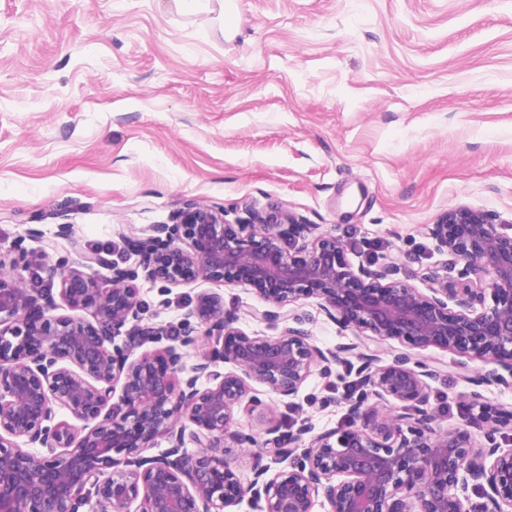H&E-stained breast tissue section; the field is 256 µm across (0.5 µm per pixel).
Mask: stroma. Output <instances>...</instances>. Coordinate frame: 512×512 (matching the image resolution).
<instances>
[{
  "instance_id": "obj_1",
  "label": "stroma",
  "mask_w": 512,
  "mask_h": 512,
  "mask_svg": "<svg viewBox=\"0 0 512 512\" xmlns=\"http://www.w3.org/2000/svg\"><path fill=\"white\" fill-rule=\"evenodd\" d=\"M237 4L0 0V259L69 224L78 251L132 266L139 231L189 206L277 208L339 238L353 266L397 265L424 290L420 272L445 260L429 229L449 209L512 235V0ZM140 288L174 333L203 291L247 334L283 330L250 317L260 300L242 283ZM297 307L320 348L352 341L314 300ZM385 348L437 367L438 425L478 413L456 355ZM350 380L316 371L284 401L256 387L264 415L235 427H336Z\"/></svg>"
}]
</instances>
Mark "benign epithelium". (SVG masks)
Wrapping results in <instances>:
<instances>
[{
    "instance_id": "1",
    "label": "benign epithelium",
    "mask_w": 512,
    "mask_h": 512,
    "mask_svg": "<svg viewBox=\"0 0 512 512\" xmlns=\"http://www.w3.org/2000/svg\"><path fill=\"white\" fill-rule=\"evenodd\" d=\"M228 216L195 206L141 229L133 267L103 251L77 261L60 253L70 224L40 249L20 246L10 263L0 260V512H77L90 491L98 512H232L246 498L258 512H313L320 494L328 512H512V449L496 441L512 415L482 411L437 427L428 410L436 367L381 357L390 340L434 347L461 358L464 378L466 360L479 359L496 365L480 383L512 386V235L480 211L449 210L430 235L457 279L423 272L437 283L425 293L395 279L394 265L354 268L336 236L312 235L316 225L293 213ZM93 266L110 276L87 275ZM24 271L49 288L23 287ZM141 278L243 283L273 306L249 315L286 326L251 336L219 294L204 291L184 307L178 342L165 344L167 328L144 321ZM54 286L72 314L56 313ZM301 299L353 340L316 346L300 328ZM122 332L126 343L113 344ZM204 336L221 347L187 365ZM334 365L356 370L362 388L346 399L345 426L315 434L305 421L286 432L271 424L261 443L233 430L236 413L262 406L252 384L290 399L315 367ZM58 408L80 431L56 420ZM160 436L166 456L143 455ZM246 444L270 462L245 484L227 454Z\"/></svg>"
}]
</instances>
